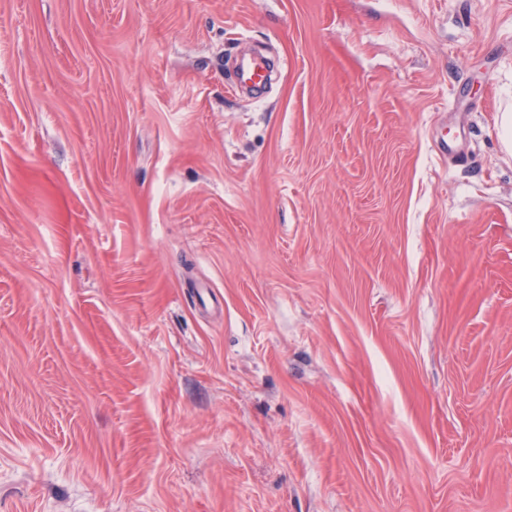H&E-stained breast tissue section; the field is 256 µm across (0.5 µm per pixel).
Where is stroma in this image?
Listing matches in <instances>:
<instances>
[{
  "label": "stroma",
  "instance_id": "stroma-1",
  "mask_svg": "<svg viewBox=\"0 0 512 512\" xmlns=\"http://www.w3.org/2000/svg\"><path fill=\"white\" fill-rule=\"evenodd\" d=\"M504 112L512 0H0V512H512Z\"/></svg>",
  "mask_w": 512,
  "mask_h": 512
}]
</instances>
